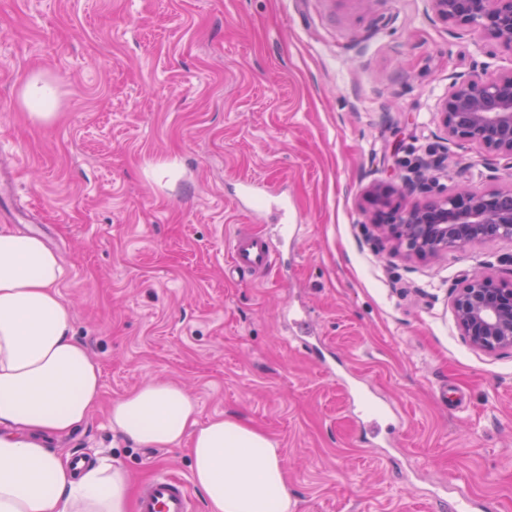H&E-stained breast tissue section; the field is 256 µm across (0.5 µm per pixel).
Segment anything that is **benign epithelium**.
<instances>
[{"label": "benign epithelium", "mask_w": 512, "mask_h": 512, "mask_svg": "<svg viewBox=\"0 0 512 512\" xmlns=\"http://www.w3.org/2000/svg\"><path fill=\"white\" fill-rule=\"evenodd\" d=\"M437 20L491 38L512 53V0H429ZM445 135L500 157L512 168V69L494 77L473 74L452 83L438 103ZM447 156L429 152L405 177L413 193L425 197L438 188L433 172ZM370 224L379 238L391 239L408 260L429 261L486 240L512 241V187L453 193L401 205L376 185L369 194ZM451 308L461 336L476 351L495 356L512 351V279L483 272L465 276L452 291Z\"/></svg>", "instance_id": "1"}]
</instances>
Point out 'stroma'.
<instances>
[{"mask_svg": "<svg viewBox=\"0 0 512 512\" xmlns=\"http://www.w3.org/2000/svg\"><path fill=\"white\" fill-rule=\"evenodd\" d=\"M510 68L427 0H0V226L58 255L101 369L98 406L47 447L111 457L135 487L191 479L188 445L141 448L108 422L170 382L199 422L235 415L277 442L294 512H442L462 481L512 512V352L471 348L450 306L471 270L512 278V243L409 262L368 224L373 185L418 202L403 177L430 150L448 157L444 189L512 186L436 113L457 77ZM35 77L56 90L48 122L23 104ZM246 178L299 227L247 280L224 272L234 234L279 227L241 198ZM294 311L318 352L295 341ZM357 388L400 414L391 445L364 441Z\"/></svg>", "mask_w": 512, "mask_h": 512, "instance_id": "stroma-1", "label": "stroma"}]
</instances>
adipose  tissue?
<instances>
[{"label":"adipose tissue","mask_w":512,"mask_h":512,"mask_svg":"<svg viewBox=\"0 0 512 512\" xmlns=\"http://www.w3.org/2000/svg\"><path fill=\"white\" fill-rule=\"evenodd\" d=\"M62 274L39 236L0 228V512H129L130 479L111 458L76 470L44 443L81 427L101 393L57 291ZM197 414L182 388L152 382L116 402L109 421L143 448L190 439L208 512H293L276 442L238 417L201 425Z\"/></svg>","instance_id":"ef3b65f1"}]
</instances>
